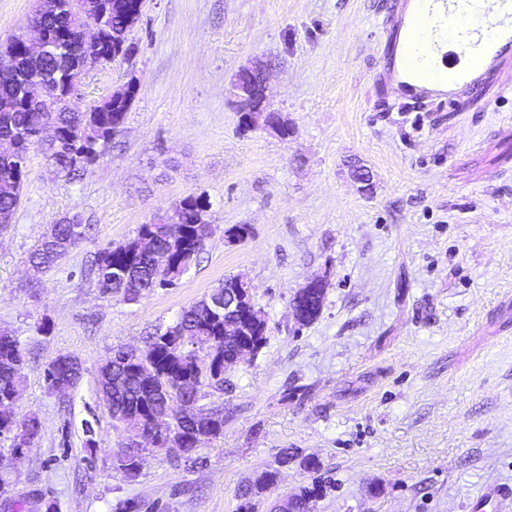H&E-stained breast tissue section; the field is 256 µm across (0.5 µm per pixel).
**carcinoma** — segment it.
<instances>
[{
	"mask_svg": "<svg viewBox=\"0 0 512 512\" xmlns=\"http://www.w3.org/2000/svg\"><path fill=\"white\" fill-rule=\"evenodd\" d=\"M107 11L99 9L98 0H81L82 9L72 8L71 0H57V12L43 19L51 30H66L70 40L52 44L40 56L25 59L20 51L24 34L0 42V137L23 143L17 151L0 150V231L12 224L27 174L28 155L34 145L47 144V159L57 171L73 177L93 165L99 156V146L114 136L113 124L126 118L132 96H111L100 100L88 112H66L59 102L67 93L65 82L69 68L84 63L95 54L93 46L85 43L83 28L96 22L117 33L113 47L125 50L127 32L134 26L133 0H108ZM181 207L152 224H141L136 235L125 242L99 252L94 261L99 288L105 294H121L135 301L151 294L159 276L181 273L203 249L212 236V224L207 218L209 202L204 196L186 197ZM86 227L76 217H65L54 224L52 233L42 238L30 256L38 269H52L68 256L84 238ZM152 238L153 249H139L140 237ZM239 284V277L230 276L218 282L201 300L182 310L176 322L157 328L148 337L144 361L154 366L157 377L148 383L136 370L134 351L118 349L99 368L98 388L112 419L123 424L127 439L149 429L156 430L157 449L165 452L175 465L195 463L210 442L224 435V409L201 404L203 387L224 392V378H199L194 359L180 353L174 344L177 336H193L198 349L216 348L219 355L235 353L234 346L224 341V327L231 326L237 335L255 342L266 343V320L259 308L254 314L224 312L208 309L211 303L224 304V286ZM301 302L312 323L321 314L326 291L306 289ZM57 388L53 393L64 399L76 388L83 376V362L73 354H60L53 360ZM26 360L19 340L0 332V405L22 390L25 384ZM178 398L184 407L181 418L170 421L163 417L167 403ZM41 422L35 415L23 418H0V435L21 433L35 438ZM113 469L126 478L137 476L136 464L115 456ZM277 481V471L263 470L241 491L243 503L239 512H266L284 507L286 512H313L319 495L318 485L301 486L279 498H269Z\"/></svg>",
	"mask_w": 512,
	"mask_h": 512,
	"instance_id": "cac0c4a2",
	"label": "carcinoma"
}]
</instances>
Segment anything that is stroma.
<instances>
[{
  "mask_svg": "<svg viewBox=\"0 0 512 512\" xmlns=\"http://www.w3.org/2000/svg\"><path fill=\"white\" fill-rule=\"evenodd\" d=\"M384 19L385 0H147L134 53L87 72L82 110L137 82L122 131L74 178L31 149L0 232V330L26 358L15 412L41 421L11 498L57 512L132 500L142 512H237L247 481L274 469L275 493L321 485L316 512H471L489 488L512 512V87L497 77L480 97H397L377 79ZM255 59L288 139L239 128L230 83ZM201 194L213 234L180 279L135 302L102 293L86 273L97 253ZM74 214L85 239L51 271L31 270L40 237ZM240 224L248 235L229 239ZM228 275L249 282L267 341L206 398L224 410L223 436L203 465L150 452L123 477L99 366ZM315 276L324 307L302 327L292 299ZM64 353L84 372L62 401L44 370ZM287 449L299 456L279 465Z\"/></svg>",
  "mask_w": 512,
  "mask_h": 512,
  "instance_id": "stroma-1",
  "label": "stroma"
}]
</instances>
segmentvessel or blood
<instances>
[{
    "label": "vessel or blood",
    "mask_w": 512,
    "mask_h": 512,
    "mask_svg": "<svg viewBox=\"0 0 512 512\" xmlns=\"http://www.w3.org/2000/svg\"><path fill=\"white\" fill-rule=\"evenodd\" d=\"M395 34L381 76L402 98L443 83L448 96L481 95L512 59V0H387Z\"/></svg>",
    "instance_id": "b4317fda"
}]
</instances>
